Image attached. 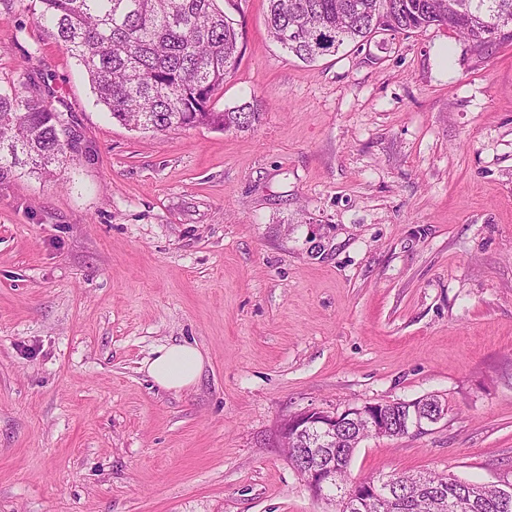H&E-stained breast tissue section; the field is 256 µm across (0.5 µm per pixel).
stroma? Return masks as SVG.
<instances>
[{
	"mask_svg": "<svg viewBox=\"0 0 512 512\" xmlns=\"http://www.w3.org/2000/svg\"><path fill=\"white\" fill-rule=\"evenodd\" d=\"M0 0V84L51 88L76 145L0 176V512H335L292 466L291 415L438 398L369 437L352 478L512 476V43L485 59L431 26L312 64L242 33L218 110L245 131L145 132ZM203 354L175 392L143 368ZM153 355L145 362L146 372L158 386L166 390L178 392L193 386L203 371V356L191 344L163 345Z\"/></svg>",
	"mask_w": 512,
	"mask_h": 512,
	"instance_id": "stroma-1",
	"label": "stroma"
}]
</instances>
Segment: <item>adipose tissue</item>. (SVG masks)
<instances>
[{
  "mask_svg": "<svg viewBox=\"0 0 512 512\" xmlns=\"http://www.w3.org/2000/svg\"><path fill=\"white\" fill-rule=\"evenodd\" d=\"M148 376L161 388L181 391L199 379L204 360L200 350L191 344H171L157 348L145 363Z\"/></svg>",
  "mask_w": 512,
  "mask_h": 512,
  "instance_id": "adipose-tissue-1",
  "label": "adipose tissue"
}]
</instances>
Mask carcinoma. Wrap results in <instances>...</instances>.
Segmentation results:
<instances>
[{
	"mask_svg": "<svg viewBox=\"0 0 512 512\" xmlns=\"http://www.w3.org/2000/svg\"><path fill=\"white\" fill-rule=\"evenodd\" d=\"M37 23L82 66L97 104L117 122L166 132L198 125L248 129L260 119L244 103L215 111L214 97L238 65L239 31L220 0H38ZM270 37L313 63L378 31L411 33L445 27L481 58L512 41V0H267ZM50 94L0 88V174L14 169L51 175L73 149L63 136L70 118ZM385 409L395 430L412 425L409 404ZM370 436L362 424L336 433L345 460ZM387 512H512L492 485L453 473L397 476Z\"/></svg>",
	"mask_w": 512,
	"mask_h": 512,
	"instance_id": "cac0c4a2",
	"label": "carcinoma"
}]
</instances>
